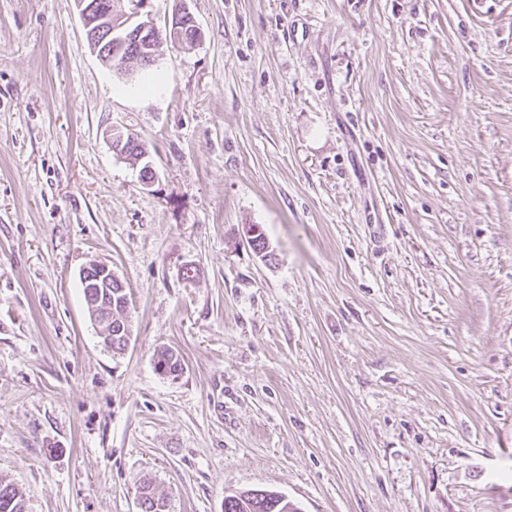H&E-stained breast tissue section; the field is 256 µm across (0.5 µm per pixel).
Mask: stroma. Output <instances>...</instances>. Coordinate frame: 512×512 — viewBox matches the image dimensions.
<instances>
[{
  "label": "stroma",
  "instance_id": "stroma-1",
  "mask_svg": "<svg viewBox=\"0 0 512 512\" xmlns=\"http://www.w3.org/2000/svg\"><path fill=\"white\" fill-rule=\"evenodd\" d=\"M113 9L156 27L150 71L113 72L75 0H0V479L27 512H139L144 473L169 512H512V0ZM112 269H109L106 265L101 263H88L80 271V280L87 296L102 295V288H112V291H103L100 305L107 304L112 307V314H108V311L102 309L94 310L89 304L91 313L95 317L104 322H110L112 320V328L101 327L102 339L105 345L112 350L114 353H122L125 350L127 341L130 340V331L128 324V316L126 315L127 310V293L126 288H121L118 284L122 285V282L114 276ZM116 281L118 284L112 282ZM109 331V332H108ZM248 491L236 492L224 498V512H285L286 504H280L287 501L285 497L270 496L258 499V497H248ZM246 496V497H245Z\"/></svg>",
  "mask_w": 512,
  "mask_h": 512
}]
</instances>
